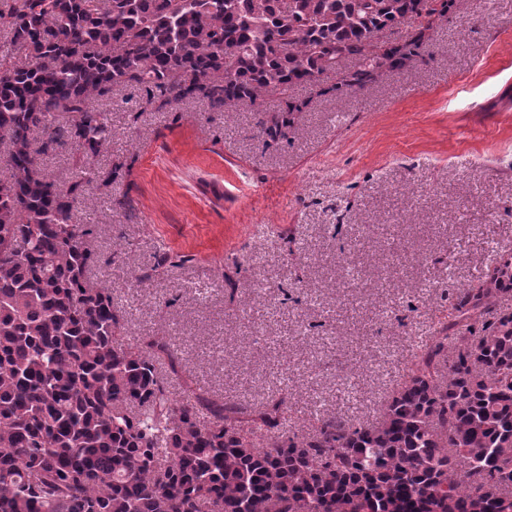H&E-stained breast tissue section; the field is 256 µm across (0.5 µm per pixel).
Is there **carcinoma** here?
I'll use <instances>...</instances> for the list:
<instances>
[{"label":"carcinoma","instance_id":"obj_1","mask_svg":"<svg viewBox=\"0 0 512 512\" xmlns=\"http://www.w3.org/2000/svg\"><path fill=\"white\" fill-rule=\"evenodd\" d=\"M452 2L0 0V512H512V313L492 312L512 257L453 290L376 422L318 417L291 437L283 397L175 399L177 353L127 339L89 275L94 231L74 222L113 90H144V110L222 108L334 74L355 94L420 46L384 33L430 30ZM298 111L259 120L265 142ZM62 146L80 162L64 185L42 162ZM420 19H409L396 27L393 31L387 32L382 39L393 44H404L414 39L422 30Z\"/></svg>","mask_w":512,"mask_h":512}]
</instances>
